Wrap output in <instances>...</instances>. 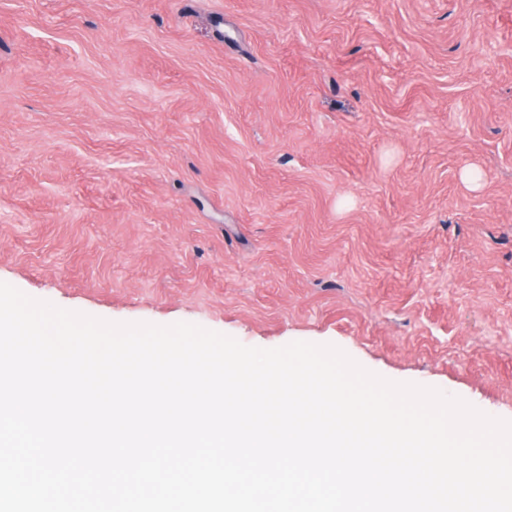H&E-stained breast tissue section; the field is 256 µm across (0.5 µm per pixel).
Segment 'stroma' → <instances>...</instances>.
<instances>
[{
    "instance_id": "1",
    "label": "stroma",
    "mask_w": 512,
    "mask_h": 512,
    "mask_svg": "<svg viewBox=\"0 0 512 512\" xmlns=\"http://www.w3.org/2000/svg\"><path fill=\"white\" fill-rule=\"evenodd\" d=\"M0 281L512 420V0H0Z\"/></svg>"
}]
</instances>
